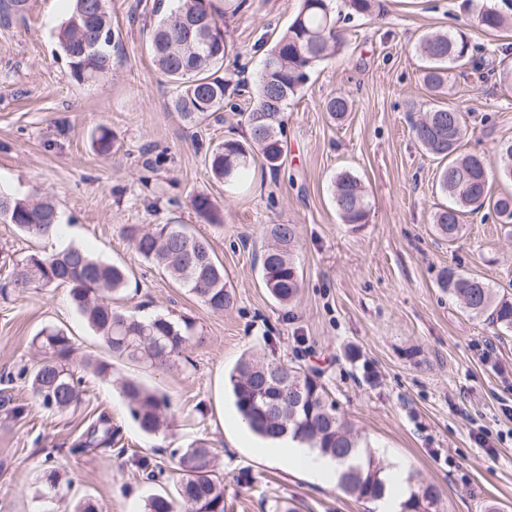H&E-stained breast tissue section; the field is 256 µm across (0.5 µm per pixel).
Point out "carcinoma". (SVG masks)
Returning <instances> with one entry per match:
<instances>
[{"mask_svg":"<svg viewBox=\"0 0 512 512\" xmlns=\"http://www.w3.org/2000/svg\"><path fill=\"white\" fill-rule=\"evenodd\" d=\"M27 0H0V20L9 21L26 10ZM100 0H72L62 23L57 43L68 59L73 75L90 82L112 66V17ZM174 6L151 32L153 58L159 70L177 85L172 108L189 126L200 125L224 109L225 98L242 92L238 84L214 77L209 71L228 53L224 28L209 0H172ZM185 12L200 13L212 26L202 36L181 38L177 22ZM475 20L493 34L512 28V14L483 5ZM342 45L336 31L334 0H301L287 30L263 53L282 59L279 69L261 70L253 103L240 113L248 129L246 141L227 139L205 151V161L215 179L234 185L243 180L255 155L273 174L282 164L286 111L289 102L303 91L310 72ZM425 60L421 80L431 92L433 103L423 116L411 122L421 148L438 161L437 185L449 204L434 215L438 233L448 241L462 232L463 217L488 207L500 223L512 224V191L495 194L491 178L499 173L512 182V140L498 144L494 158L460 152L466 135V119L458 107L445 101L456 84V69L472 58L471 43L463 31L435 32L423 36L417 47ZM353 101L344 93H332L324 109L334 120L344 119ZM334 200L347 224H363L368 214V195L359 178L349 172L334 180ZM192 205L200 218L210 224L223 223L206 194H197ZM0 220L13 224L34 240L49 239L59 231L55 204L48 198H17L0 192ZM123 234L134 244L141 259L163 271L188 289L208 309L222 313L233 304V294L224 280V266L218 262L210 242L189 233L183 224H127ZM269 242L261 253V279L271 296L281 304L299 293L301 276L292 252L297 243L293 224H271ZM11 284L24 293L32 288L67 285L75 309L113 355L149 367L166 366L196 337L195 323L188 318L165 315L141 317L112 307L128 284V270L94 257L78 246L59 252L29 255L12 270ZM439 287L447 291L474 318L484 317L506 331L512 330V298L497 294L481 278L462 276L447 269ZM46 354L28 382L42 406L64 412L81 400L80 379L68 363L70 338L64 330L46 327L34 338ZM272 362L250 356L241 359L229 375L235 407L252 432L264 439L290 435L316 448L323 455L343 463L337 483L343 492L366 502L384 498L390 481L385 467L367 441L338 415L321 374L299 365L277 362L288 375V387L302 393V402L281 400V388L267 380ZM121 393L131 419L142 433L155 435L170 413L166 395L149 389L139 379L122 381ZM117 429L103 416L87 434L85 446L110 445ZM180 479L176 495L154 494L147 498L144 512H225L224 481L216 475L214 450L198 439L179 458ZM442 497L438 487L420 480L410 484L404 501L405 512H438Z\"/></svg>","mask_w":512,"mask_h":512,"instance_id":"cac0c4a2","label":"carcinoma"}]
</instances>
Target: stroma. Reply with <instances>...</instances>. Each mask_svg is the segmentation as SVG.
I'll return each mask as SVG.
<instances>
[{
    "label": "stroma",
    "instance_id": "obj_1",
    "mask_svg": "<svg viewBox=\"0 0 512 512\" xmlns=\"http://www.w3.org/2000/svg\"><path fill=\"white\" fill-rule=\"evenodd\" d=\"M158 2L108 0L118 35L112 67L90 84L72 77L56 44L71 0H27L23 17L0 21V191L51 199L66 226L63 240L37 242L0 222V512H70L83 500L98 512H143L150 495L175 492L178 451L199 439L217 452L226 512H273L277 501L298 512H378V504L260 459L267 442L237 425L227 385L250 353L317 369L338 413L385 467L440 488V512H483L488 502L512 512V331L470 317L438 286L451 268L512 295V234L488 209L467 216L456 241L438 234L437 163L410 128L430 101L419 80V38L458 28L499 64L512 31L489 34L473 13L486 4L512 14V0H375L373 16L340 20L342 53L321 63L288 107L280 172L252 168L232 189L212 178L204 153L211 143L246 141L240 114L251 101L226 100L222 120L207 125L180 120L171 108L175 85L156 68L143 29ZM212 4L228 46L220 76L254 82L261 47L286 30L299 0H245L236 11L230 0ZM339 91L354 107L337 124L324 101ZM451 101L468 126L463 152L488 157L512 139V89L462 77ZM101 126L113 136L106 154L92 142ZM156 158L159 171L146 170ZM344 170L367 189L366 223H344L336 209L332 180ZM199 193L217 205L223 225L195 213ZM171 220L206 237L223 263L234 296L224 313L143 262L122 233L127 224ZM270 224L297 229L302 288L286 306L261 280ZM63 244L128 269L117 307L189 317L198 340L165 368L135 367L112 356L68 288H12L15 263ZM46 326L70 336V362L83 378L80 402L62 413L45 410L22 375L41 358L32 339ZM96 361L109 364L108 376L93 371ZM126 377L170 399L155 436L128 414L119 391ZM103 415L118 430L114 443L84 447ZM142 460L162 469L159 481L145 479ZM51 465L62 474L52 502L44 497Z\"/></svg>",
    "mask_w": 512,
    "mask_h": 512
}]
</instances>
